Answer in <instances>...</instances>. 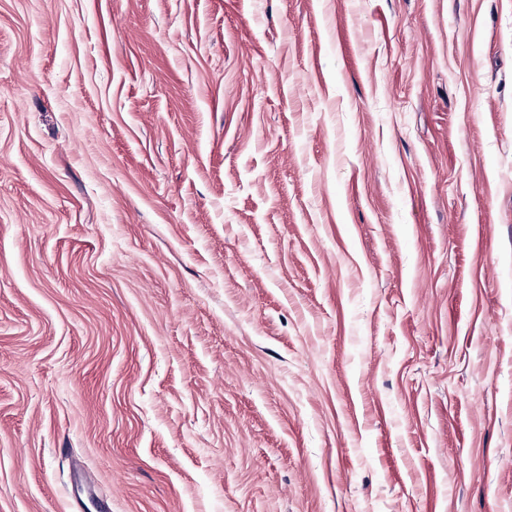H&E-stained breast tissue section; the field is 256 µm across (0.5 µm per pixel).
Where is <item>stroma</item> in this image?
<instances>
[{"mask_svg":"<svg viewBox=\"0 0 512 512\" xmlns=\"http://www.w3.org/2000/svg\"><path fill=\"white\" fill-rule=\"evenodd\" d=\"M0 512H512V0H0Z\"/></svg>","mask_w":512,"mask_h":512,"instance_id":"stroma-1","label":"stroma"}]
</instances>
